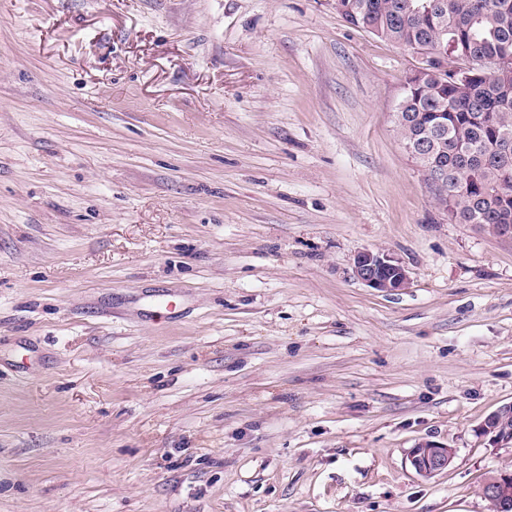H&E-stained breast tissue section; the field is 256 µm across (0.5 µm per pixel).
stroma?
<instances>
[{"label":"stroma","mask_w":512,"mask_h":512,"mask_svg":"<svg viewBox=\"0 0 512 512\" xmlns=\"http://www.w3.org/2000/svg\"><path fill=\"white\" fill-rule=\"evenodd\" d=\"M416 63L330 0H0V512H487L512 240L404 151ZM354 275L363 284L380 292L394 293L408 288L406 267L389 251L364 249L354 258ZM455 455L454 448L442 447L432 441H421L410 448L406 460L418 478L428 480L447 472L454 463Z\"/></svg>","instance_id":"obj_1"}]
</instances>
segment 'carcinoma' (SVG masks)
<instances>
[{
  "instance_id": "cac0c4a2",
  "label": "carcinoma",
  "mask_w": 512,
  "mask_h": 512,
  "mask_svg": "<svg viewBox=\"0 0 512 512\" xmlns=\"http://www.w3.org/2000/svg\"><path fill=\"white\" fill-rule=\"evenodd\" d=\"M343 17L378 37L426 47L459 59L512 58V0H342ZM469 94L456 95L455 80L433 77L424 85L406 80L402 112L416 118L411 134L448 122L433 158L448 172L442 192L459 224L512 225V84L486 72H460Z\"/></svg>"
}]
</instances>
